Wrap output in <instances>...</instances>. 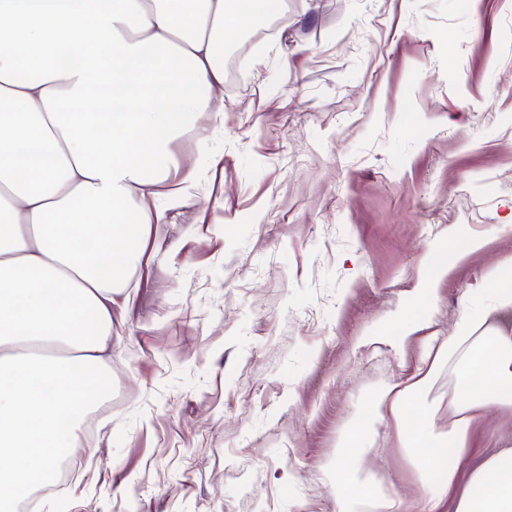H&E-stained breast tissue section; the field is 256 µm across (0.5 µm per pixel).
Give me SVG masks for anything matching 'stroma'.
<instances>
[{"instance_id": "obj_1", "label": "stroma", "mask_w": 512, "mask_h": 512, "mask_svg": "<svg viewBox=\"0 0 512 512\" xmlns=\"http://www.w3.org/2000/svg\"><path fill=\"white\" fill-rule=\"evenodd\" d=\"M263 19L277 32L232 42L249 77L225 72L223 123L174 145L202 180L146 228L112 401L47 512H336L356 423L384 491L429 492L402 439L447 430L453 379L396 431L369 399L417 358L403 329L447 335L512 254V0H268ZM502 418L475 422L466 470L512 444Z\"/></svg>"}]
</instances>
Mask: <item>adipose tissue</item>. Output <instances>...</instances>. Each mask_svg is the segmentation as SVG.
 I'll use <instances>...</instances> for the list:
<instances>
[{
	"label": "adipose tissue",
	"mask_w": 512,
	"mask_h": 512,
	"mask_svg": "<svg viewBox=\"0 0 512 512\" xmlns=\"http://www.w3.org/2000/svg\"><path fill=\"white\" fill-rule=\"evenodd\" d=\"M265 0H0V512L37 504L58 453L80 445L81 411L101 399L112 304L146 227L167 221L196 173L172 145L199 113L224 120V42ZM448 335L421 336L416 363L373 398L398 420L440 369L456 380L448 430L405 443L442 475L418 512H512V448L461 477L471 427L512 409V336L493 317L512 307V256ZM336 453V512H408L381 490L353 427ZM456 462L444 463L441 443Z\"/></svg>",
	"instance_id": "ef3b65f1"
}]
</instances>
